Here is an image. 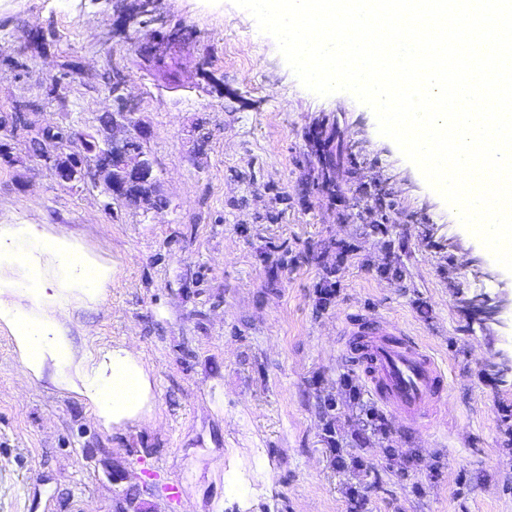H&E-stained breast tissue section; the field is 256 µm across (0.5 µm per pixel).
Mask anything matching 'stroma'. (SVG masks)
<instances>
[{
    "instance_id": "stroma-1",
    "label": "stroma",
    "mask_w": 512,
    "mask_h": 512,
    "mask_svg": "<svg viewBox=\"0 0 512 512\" xmlns=\"http://www.w3.org/2000/svg\"><path fill=\"white\" fill-rule=\"evenodd\" d=\"M143 2L0 0V117L20 109L86 138L126 100L166 201L145 209L59 184L26 132L0 129V223L66 238L110 270L90 300L74 269L17 241L0 280L32 313L58 296L74 361L97 367L125 347L150 384L137 417L104 425L55 383L54 359L27 376L0 321V512H115L135 494L141 512H346L353 483L372 512H512V375L499 369L512 307L488 320L471 304L512 298V273L371 110L305 89L233 0H151L148 19ZM163 34L177 41L159 68L143 51ZM115 64L127 75L119 98L105 85ZM333 268L339 292L325 303ZM357 311L433 350L456 426L367 437L361 404L339 386L351 371L340 320ZM334 417L345 456L372 470L337 465ZM390 455L413 461L409 475L387 468Z\"/></svg>"
}]
</instances>
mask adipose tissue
<instances>
[{
    "label": "adipose tissue",
    "instance_id": "1",
    "mask_svg": "<svg viewBox=\"0 0 512 512\" xmlns=\"http://www.w3.org/2000/svg\"><path fill=\"white\" fill-rule=\"evenodd\" d=\"M31 241L34 246L59 253L66 263L80 268L88 291L97 292L104 288L107 273L86 257L76 244L36 234L32 235ZM0 316L11 322L23 365L30 372H39L46 355L59 353L65 347L64 336L54 335L51 325L32 321L1 299ZM85 394L96 414L117 422L139 413L147 401L149 383L135 355L130 350L119 348L112 352L110 376L97 375L88 380Z\"/></svg>",
    "mask_w": 512,
    "mask_h": 512
}]
</instances>
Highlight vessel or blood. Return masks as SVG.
<instances>
[{
  "label": "vessel or blood",
  "mask_w": 512,
  "mask_h": 512,
  "mask_svg": "<svg viewBox=\"0 0 512 512\" xmlns=\"http://www.w3.org/2000/svg\"><path fill=\"white\" fill-rule=\"evenodd\" d=\"M346 357L374 399L404 431L433 432L448 412L447 372L430 350L397 322L347 315Z\"/></svg>",
  "instance_id": "b4317fda"
}]
</instances>
